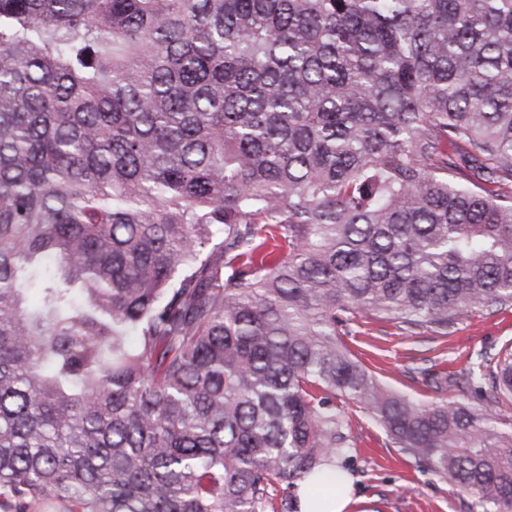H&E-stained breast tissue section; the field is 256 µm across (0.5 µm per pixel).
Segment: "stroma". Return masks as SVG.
Returning <instances> with one entry per match:
<instances>
[{"mask_svg": "<svg viewBox=\"0 0 512 512\" xmlns=\"http://www.w3.org/2000/svg\"><path fill=\"white\" fill-rule=\"evenodd\" d=\"M344 344L389 388L420 402H467L468 390L439 394L419 374H463L478 355L497 354L512 343V307L474 310L450 328L447 336L428 329H404L393 322L355 318L346 327ZM358 441L349 451L356 502L350 512H482L475 497L417 468L387 438L368 413L337 401Z\"/></svg>", "mask_w": 512, "mask_h": 512, "instance_id": "35a3bbf8", "label": "stroma"}]
</instances>
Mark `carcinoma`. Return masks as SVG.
Instances as JSON below:
<instances>
[{"mask_svg": "<svg viewBox=\"0 0 512 512\" xmlns=\"http://www.w3.org/2000/svg\"><path fill=\"white\" fill-rule=\"evenodd\" d=\"M505 306L512 0H0V508L300 512L340 397L512 512L509 357L338 333ZM399 326L358 316L342 332L344 344L389 388L419 402H472L467 389L432 391L419 375L421 368L437 373L464 374L478 354H497L512 343V307L476 309L454 327L448 337L426 328Z\"/></svg>", "mask_w": 512, "mask_h": 512, "instance_id": "obj_1", "label": "carcinoma"}]
</instances>
